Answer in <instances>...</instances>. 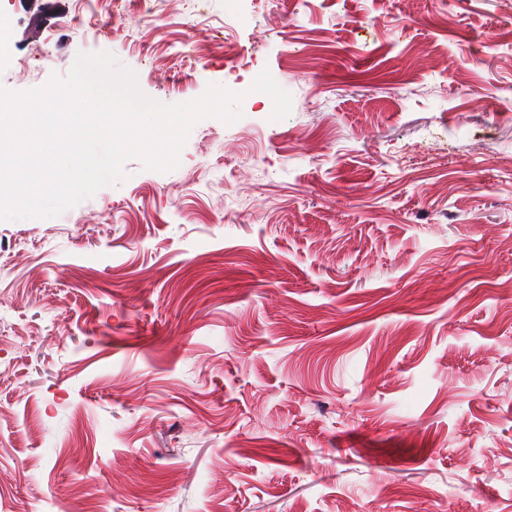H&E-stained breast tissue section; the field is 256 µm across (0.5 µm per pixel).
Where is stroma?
Returning <instances> with one entry per match:
<instances>
[{
    "mask_svg": "<svg viewBox=\"0 0 512 512\" xmlns=\"http://www.w3.org/2000/svg\"><path fill=\"white\" fill-rule=\"evenodd\" d=\"M68 2L37 28L0 0V86L108 51L165 104L282 93L197 122L171 171L0 221V499L512 512V0H237L229 29L225 0ZM216 43H213L212 40L208 39L206 34L203 37H199L194 41L193 51L200 58H207L212 56L213 54L223 53L224 62H228L230 60V52L234 50V43L231 42L228 38L224 37V43L221 46H216Z\"/></svg>",
    "mask_w": 512,
    "mask_h": 512,
    "instance_id": "obj_1",
    "label": "stroma"
}]
</instances>
